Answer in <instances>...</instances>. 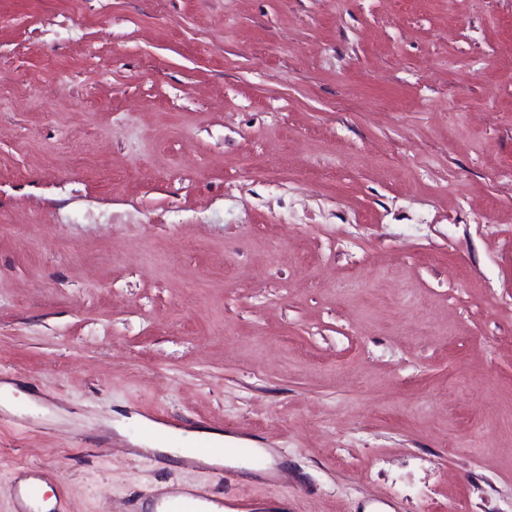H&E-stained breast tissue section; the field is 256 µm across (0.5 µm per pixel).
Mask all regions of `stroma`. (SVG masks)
Wrapping results in <instances>:
<instances>
[{
  "label": "stroma",
  "mask_w": 512,
  "mask_h": 512,
  "mask_svg": "<svg viewBox=\"0 0 512 512\" xmlns=\"http://www.w3.org/2000/svg\"><path fill=\"white\" fill-rule=\"evenodd\" d=\"M5 384L0 512H512V0H0ZM189 442V439L183 438L180 434L171 433L156 439H140L137 444L146 448H140L144 452H158L168 454L173 457L184 456L188 448L182 447ZM183 498L174 501L166 512H202L208 507H214L221 512L224 509V501L215 499L212 493L205 487H198L189 492L182 493Z\"/></svg>",
  "instance_id": "35a3bbf8"
}]
</instances>
